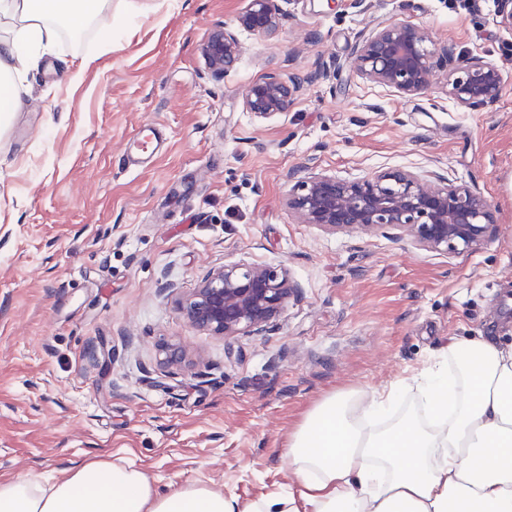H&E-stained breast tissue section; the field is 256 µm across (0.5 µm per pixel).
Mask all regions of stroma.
<instances>
[{"mask_svg": "<svg viewBox=\"0 0 512 512\" xmlns=\"http://www.w3.org/2000/svg\"><path fill=\"white\" fill-rule=\"evenodd\" d=\"M246 0H112L80 40L26 73L0 130V479L109 453L158 480L258 498L292 479L289 432L327 395L412 382L448 341L512 343V32L496 0H289L278 33L239 32L224 80L200 49ZM407 18L495 62L503 91L458 109L444 76L407 101L352 72L359 35ZM278 70L316 74L261 118L241 92ZM165 143L126 166L143 123ZM404 168L471 187L496 232L467 252L390 228L329 234L286 205L289 177ZM283 266L300 288L262 331L222 339L178 298L211 270ZM182 343L188 368L161 364Z\"/></svg>", "mask_w": 512, "mask_h": 512, "instance_id": "stroma-1", "label": "stroma"}]
</instances>
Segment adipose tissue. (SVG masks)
<instances>
[{"label":"adipose tissue","mask_w":512,"mask_h":512,"mask_svg":"<svg viewBox=\"0 0 512 512\" xmlns=\"http://www.w3.org/2000/svg\"><path fill=\"white\" fill-rule=\"evenodd\" d=\"M109 0H0V124L23 106L24 73L63 28L79 29ZM449 369L404 390L326 396L288 436V488L241 500L199 479L159 488L108 453L57 475L0 480V512H512V345L488 337L448 344Z\"/></svg>","instance_id":"ef3b65f1"}]
</instances>
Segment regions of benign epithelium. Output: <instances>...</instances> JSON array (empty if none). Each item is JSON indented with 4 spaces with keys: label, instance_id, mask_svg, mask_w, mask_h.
Listing matches in <instances>:
<instances>
[{
    "label": "benign epithelium",
    "instance_id": "1",
    "mask_svg": "<svg viewBox=\"0 0 512 512\" xmlns=\"http://www.w3.org/2000/svg\"><path fill=\"white\" fill-rule=\"evenodd\" d=\"M280 0H248L236 27L214 31L202 55L211 76L222 80L234 67L241 45L236 29L274 35L282 20ZM354 71L412 100L425 93L437 70L447 72L448 95L469 110L495 102L503 90L502 74L491 60L459 55L434 42L426 29L405 19L381 25L362 37L353 50ZM304 79L271 73L242 92L247 111L259 116L286 112ZM288 209L303 224L331 234L389 226L401 230L425 250L474 249L495 232L493 205L470 189L441 178L428 183L411 170L376 172L357 180L313 173L288 192ZM298 285L281 266L224 265L210 271L192 294L179 301L189 323L214 336L230 338L262 329L297 297ZM187 354L177 344L165 348L164 363L180 367Z\"/></svg>",
    "mask_w": 512,
    "mask_h": 512
}]
</instances>
